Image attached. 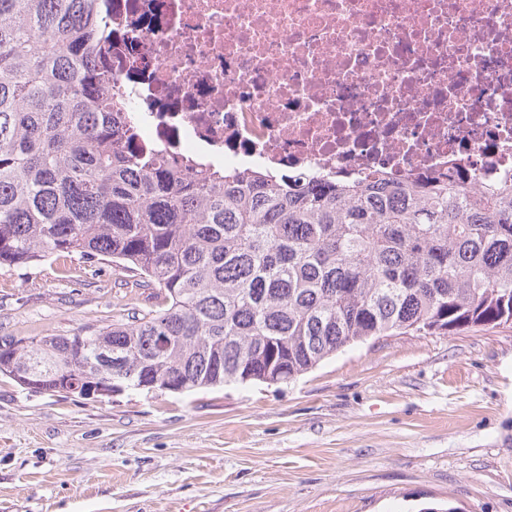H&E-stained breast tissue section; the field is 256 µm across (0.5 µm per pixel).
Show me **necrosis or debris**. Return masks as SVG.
Returning <instances> with one entry per match:
<instances>
[{
	"instance_id": "necrosis-or-debris-1",
	"label": "necrosis or debris",
	"mask_w": 512,
	"mask_h": 512,
	"mask_svg": "<svg viewBox=\"0 0 512 512\" xmlns=\"http://www.w3.org/2000/svg\"><path fill=\"white\" fill-rule=\"evenodd\" d=\"M113 83L173 167L512 185V0H108Z\"/></svg>"
}]
</instances>
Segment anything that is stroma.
<instances>
[{"label": "stroma", "mask_w": 512, "mask_h": 512, "mask_svg": "<svg viewBox=\"0 0 512 512\" xmlns=\"http://www.w3.org/2000/svg\"><path fill=\"white\" fill-rule=\"evenodd\" d=\"M106 261L0 271V336L150 311ZM512 512V324L359 343L287 383L86 400L0 376V512Z\"/></svg>", "instance_id": "1"}]
</instances>
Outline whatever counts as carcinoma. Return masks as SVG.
Segmentation results:
<instances>
[{
	"instance_id": "1",
	"label": "carcinoma",
	"mask_w": 512,
	"mask_h": 512,
	"mask_svg": "<svg viewBox=\"0 0 512 512\" xmlns=\"http://www.w3.org/2000/svg\"><path fill=\"white\" fill-rule=\"evenodd\" d=\"M102 2L0 0V270L104 260L160 303L82 337L0 338V375L182 394L512 322V187L176 170L112 93Z\"/></svg>"
}]
</instances>
